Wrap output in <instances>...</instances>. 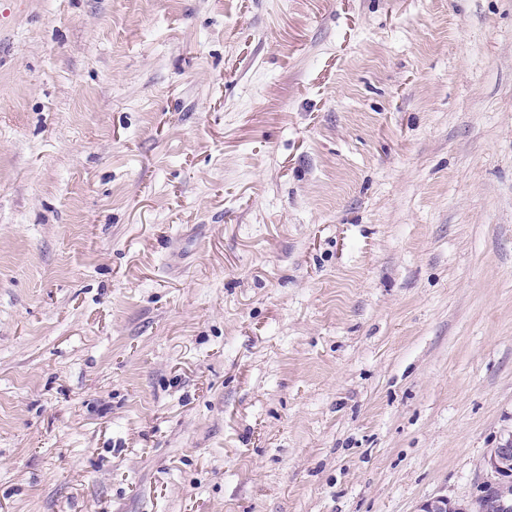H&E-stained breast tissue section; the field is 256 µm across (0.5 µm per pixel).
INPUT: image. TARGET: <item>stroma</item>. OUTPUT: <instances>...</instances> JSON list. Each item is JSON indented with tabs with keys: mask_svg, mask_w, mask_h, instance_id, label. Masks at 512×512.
<instances>
[{
	"mask_svg": "<svg viewBox=\"0 0 512 512\" xmlns=\"http://www.w3.org/2000/svg\"><path fill=\"white\" fill-rule=\"evenodd\" d=\"M0 7V512L474 496L512 0Z\"/></svg>",
	"mask_w": 512,
	"mask_h": 512,
	"instance_id": "obj_1",
	"label": "stroma"
}]
</instances>
